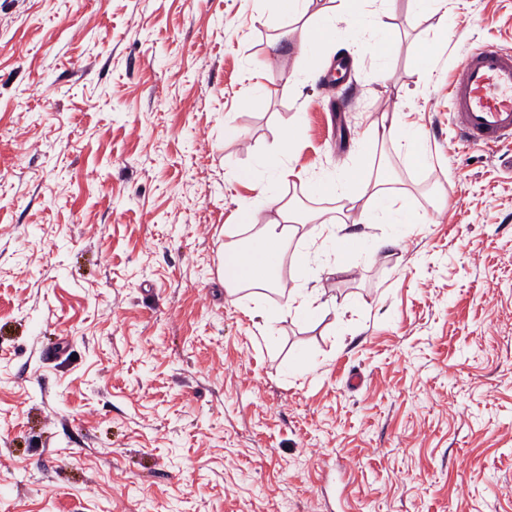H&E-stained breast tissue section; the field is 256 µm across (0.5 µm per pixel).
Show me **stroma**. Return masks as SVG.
<instances>
[{
    "label": "stroma",
    "mask_w": 512,
    "mask_h": 512,
    "mask_svg": "<svg viewBox=\"0 0 512 512\" xmlns=\"http://www.w3.org/2000/svg\"><path fill=\"white\" fill-rule=\"evenodd\" d=\"M382 20L384 62L338 24L331 85L267 0H0V512H512V141H462L448 95L512 0ZM394 110L426 158L375 150L428 223L360 198L349 272L284 257L323 316L266 325L219 275L236 169L286 126L341 175Z\"/></svg>",
    "instance_id": "obj_1"
}]
</instances>
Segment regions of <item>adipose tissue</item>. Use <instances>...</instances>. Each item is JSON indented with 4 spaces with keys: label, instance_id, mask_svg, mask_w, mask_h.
Wrapping results in <instances>:
<instances>
[{
    "label": "adipose tissue",
    "instance_id": "ef3b65f1",
    "mask_svg": "<svg viewBox=\"0 0 512 512\" xmlns=\"http://www.w3.org/2000/svg\"><path fill=\"white\" fill-rule=\"evenodd\" d=\"M361 0H339L337 9L320 15L316 33L304 49L308 68L323 66L322 41L330 35L336 22H345L355 33L369 36V46L379 60H387L395 38L392 31L375 15L364 12ZM372 143L386 141L404 143L416 160H423L425 152L415 131L400 123L398 116L383 117L371 125L368 133ZM295 138L290 130H282L273 155L262 158L257 166L237 171L238 181L250 184L257 192L253 207L245 209L241 220L251 228L246 240H235L224 246V287L234 295L247 290L255 306H262L266 292L282 287V260L292 242H306V219L300 214L297 201L289 197L286 188L290 182H299L302 190L320 194L336 203H353L358 196H368L370 207L366 219L371 223L420 224L424 218L411 210L401 189L391 186L384 171L375 170L373 162L347 170L343 180L327 177L311 181L304 173L285 165L284 159L293 148ZM293 252V251H290ZM298 266L309 265V252H293ZM287 298L279 309L269 312L268 321L287 316L303 320L318 317L324 311L317 289L297 286L288 289Z\"/></svg>",
    "mask_w": 512,
    "mask_h": 512
}]
</instances>
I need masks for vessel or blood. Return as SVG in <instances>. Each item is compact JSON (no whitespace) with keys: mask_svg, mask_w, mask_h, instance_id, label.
<instances>
[{"mask_svg":"<svg viewBox=\"0 0 512 512\" xmlns=\"http://www.w3.org/2000/svg\"><path fill=\"white\" fill-rule=\"evenodd\" d=\"M449 92L463 141L493 146L512 138V53L487 46L468 53Z\"/></svg>","mask_w":512,"mask_h":512,"instance_id":"obj_1","label":"vessel or blood"}]
</instances>
